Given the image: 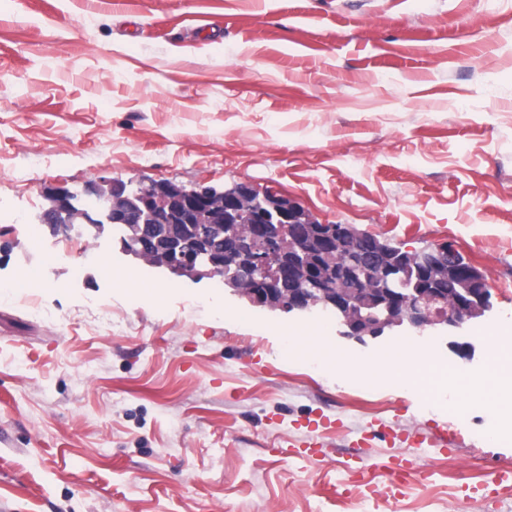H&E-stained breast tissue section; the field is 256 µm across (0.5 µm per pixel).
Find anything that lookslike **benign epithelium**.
Here are the masks:
<instances>
[{
	"mask_svg": "<svg viewBox=\"0 0 512 512\" xmlns=\"http://www.w3.org/2000/svg\"><path fill=\"white\" fill-rule=\"evenodd\" d=\"M40 220L57 232L75 224L121 225L127 231L123 252L137 257L152 252L153 269L195 282L218 278L271 309H329L345 327L343 335L360 342L404 323L420 332L436 325L452 330L490 308L486 285L472 276L448 305L444 282L463 270L454 249L410 255L380 251L377 260L366 264L349 251L356 239L350 229L319 224L298 203L245 183L218 191L147 178L110 179L87 184L81 197L59 187ZM244 222L256 225L255 233L224 250V226ZM286 225L293 235L285 246ZM336 252L342 259L325 267ZM357 280H372L379 287L368 295L345 287Z\"/></svg>",
	"mask_w": 512,
	"mask_h": 512,
	"instance_id": "1",
	"label": "benign epithelium"
}]
</instances>
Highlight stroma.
Here are the masks:
<instances>
[{"label":"stroma","instance_id":"1","mask_svg":"<svg viewBox=\"0 0 512 512\" xmlns=\"http://www.w3.org/2000/svg\"><path fill=\"white\" fill-rule=\"evenodd\" d=\"M138 177L248 183L407 251L451 245L486 277L483 316L363 343L337 322L328 344L364 361L404 339L476 377L473 336L512 328V0H0V283L29 271L50 310L0 299V512H512V487L487 495L473 470L512 469L495 406L462 421L283 357L310 314L149 269L114 226H82L86 258H48L53 189ZM322 416L319 462L288 458ZM413 429L450 443L430 479L369 497L384 471L343 475L354 438L384 458L382 432Z\"/></svg>","mask_w":512,"mask_h":512}]
</instances>
